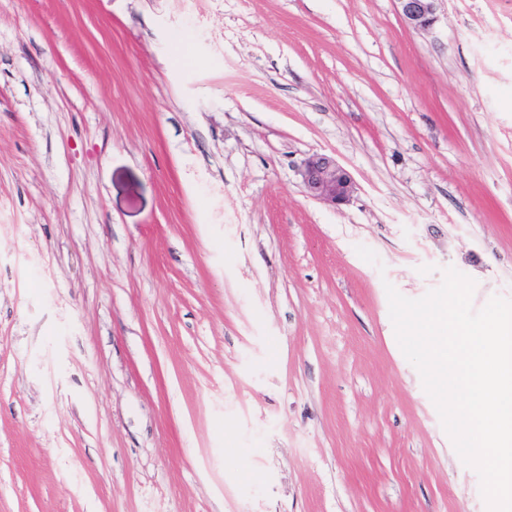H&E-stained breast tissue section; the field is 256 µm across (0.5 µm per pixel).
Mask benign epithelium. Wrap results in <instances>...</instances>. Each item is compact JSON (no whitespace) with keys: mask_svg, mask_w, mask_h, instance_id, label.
Masks as SVG:
<instances>
[{"mask_svg":"<svg viewBox=\"0 0 512 512\" xmlns=\"http://www.w3.org/2000/svg\"><path fill=\"white\" fill-rule=\"evenodd\" d=\"M405 22L416 29H429L437 22L439 0H397ZM306 193L324 203L339 206L350 202L354 182L350 174L328 155L313 153L298 166Z\"/></svg>","mask_w":512,"mask_h":512,"instance_id":"obj_1","label":"benign epithelium"}]
</instances>
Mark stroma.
Returning a JSON list of instances; mask_svg holds the SVG:
<instances>
[{
    "instance_id": "1",
    "label": "stroma",
    "mask_w": 512,
    "mask_h": 512,
    "mask_svg": "<svg viewBox=\"0 0 512 512\" xmlns=\"http://www.w3.org/2000/svg\"><path fill=\"white\" fill-rule=\"evenodd\" d=\"M449 266L512 299V0H0V512H487ZM440 0H397L405 22L416 29H429L437 22ZM306 193L313 199L339 206L350 202L354 182L350 174L328 155L313 153L298 166Z\"/></svg>"
}]
</instances>
